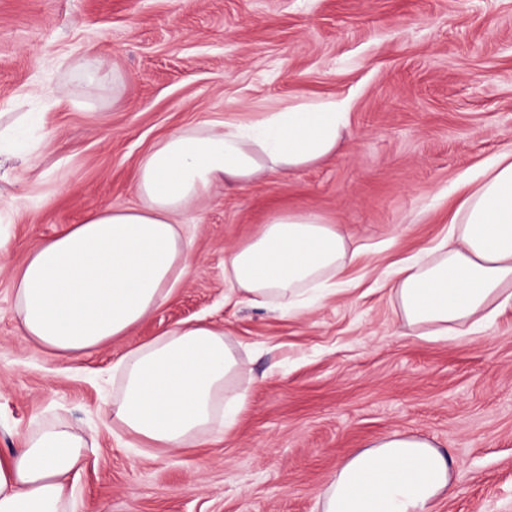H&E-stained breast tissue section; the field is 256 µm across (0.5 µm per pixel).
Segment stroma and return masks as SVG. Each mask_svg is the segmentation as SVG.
Listing matches in <instances>:
<instances>
[{"mask_svg":"<svg viewBox=\"0 0 512 512\" xmlns=\"http://www.w3.org/2000/svg\"><path fill=\"white\" fill-rule=\"evenodd\" d=\"M344 103L336 155L186 216L195 263L149 319L62 359L22 339L13 273L100 207L138 205L163 137ZM0 455L58 421L86 439L77 512H318L337 464L392 432L460 466L432 512H512V308L475 332L402 336L386 272L448 231L462 178L512 152V0H0ZM312 211L359 256L345 289L284 315L224 296V252ZM225 329L249 404L202 445L144 450L112 425L126 352L183 321Z\"/></svg>","mask_w":512,"mask_h":512,"instance_id":"1","label":"stroma"}]
</instances>
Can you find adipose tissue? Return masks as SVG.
<instances>
[{"mask_svg":"<svg viewBox=\"0 0 512 512\" xmlns=\"http://www.w3.org/2000/svg\"><path fill=\"white\" fill-rule=\"evenodd\" d=\"M348 114L333 99L304 100L223 129L176 131L140 161V205L105 206L31 248L13 287L23 339L70 357L150 318L194 257L183 219L218 184L281 177L336 152ZM447 236L424 261L391 273L407 327L444 336L512 306V156L466 181ZM354 256L335 225L309 211L273 215L224 253L229 296L283 313L320 304L326 283ZM122 389L112 421L141 448H183L216 419L232 430L247 402L241 364L224 330L184 323L118 361ZM86 441L58 423L0 457V512H76L69 475ZM459 469L429 439L390 432L337 465L320 512H431L457 492Z\"/></svg>","mask_w":512,"mask_h":512,"instance_id":"adipose-tissue-1","label":"adipose tissue"}]
</instances>
